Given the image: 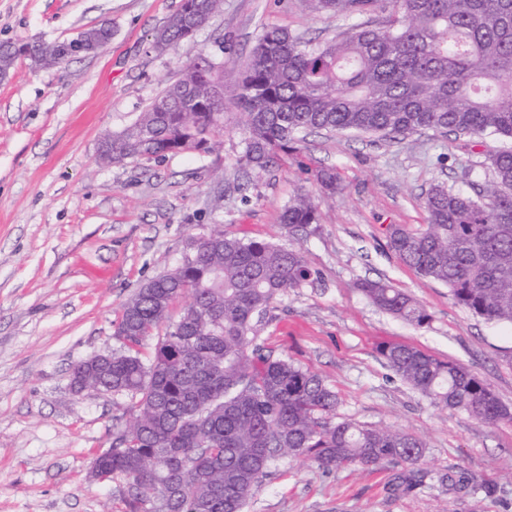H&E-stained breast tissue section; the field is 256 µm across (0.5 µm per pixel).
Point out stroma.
Instances as JSON below:
<instances>
[{"instance_id": "35a3bbf8", "label": "stroma", "mask_w": 512, "mask_h": 512, "mask_svg": "<svg viewBox=\"0 0 512 512\" xmlns=\"http://www.w3.org/2000/svg\"><path fill=\"white\" fill-rule=\"evenodd\" d=\"M178 5L0 0V42L63 41L112 24V39L98 53L50 69L22 59L0 79V512H110L123 484L96 482L90 470L127 422V401L75 391L73 367L117 347L112 322L122 303L178 265L190 238L219 224L229 235L287 244L279 215L302 195L317 205L321 229L298 247L324 285L277 297L261 338L335 385L339 417L421 438L423 468L451 482L396 497L385 491L390 469L327 471L286 458L244 512H512V422L489 426L436 406L376 352L395 341L461 363L512 408V325L456 305L447 286L420 276L388 247V225L425 224L430 185L464 191L469 175H480L468 137L309 133L302 158L336 168L341 188L332 195L291 164L246 171L235 94L261 26L324 41L339 23L311 13L304 0H223L193 39L155 47V31ZM202 54L222 64L217 150L101 162L104 134L130 125ZM363 279L411 293L430 313L429 325L376 308L357 287ZM462 475L495 486L496 495L460 489Z\"/></svg>"}]
</instances>
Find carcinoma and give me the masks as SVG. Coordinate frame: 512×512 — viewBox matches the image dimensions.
Returning a JSON list of instances; mask_svg holds the SVG:
<instances>
[{
    "label": "carcinoma",
    "mask_w": 512,
    "mask_h": 512,
    "mask_svg": "<svg viewBox=\"0 0 512 512\" xmlns=\"http://www.w3.org/2000/svg\"><path fill=\"white\" fill-rule=\"evenodd\" d=\"M220 0H180L155 46L201 29ZM345 28L315 42L264 26L242 71L236 100L246 130L240 163L270 173L313 130L382 136L423 130L496 135L511 145L479 162L471 193L442 184L427 191V223L388 227L394 255L448 286L454 302L489 322L512 323V0H305ZM378 11L384 24L364 20ZM112 39L108 22L62 42H1L0 77L23 58L39 68L97 53ZM219 72L206 56L151 98L128 127L112 133L105 162L211 153L224 133ZM323 192L338 185L332 167L301 166ZM288 240L320 230L309 196L279 216ZM318 283L300 250L216 230L196 240L181 264L148 279L122 306L119 348L72 376L128 399L132 421L96 455L91 477L125 483L115 512H243L270 468L290 457L325 470L387 465V490L415 494L432 481L421 467L425 443L411 435L338 419L340 399L322 376L257 343L274 300ZM380 310L416 327L426 308L382 280L357 283ZM190 302L173 314L183 297ZM376 351L401 380L484 424L512 422V409L465 366L415 346Z\"/></svg>",
    "instance_id": "1"
}]
</instances>
